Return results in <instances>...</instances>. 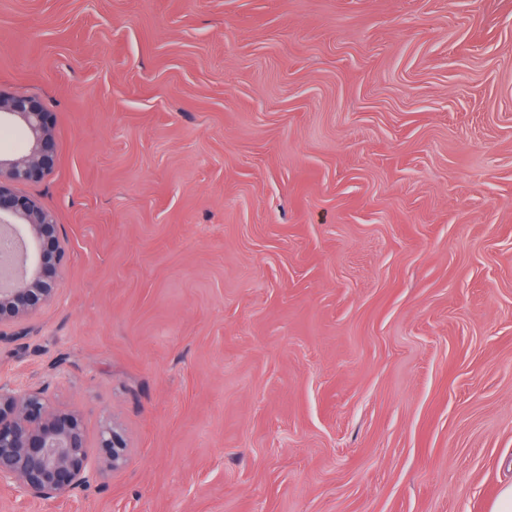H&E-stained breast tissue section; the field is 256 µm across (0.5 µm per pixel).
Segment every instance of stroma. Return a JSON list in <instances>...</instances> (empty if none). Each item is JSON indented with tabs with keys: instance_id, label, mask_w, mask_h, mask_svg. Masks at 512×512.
Masks as SVG:
<instances>
[{
	"instance_id": "obj_1",
	"label": "stroma",
	"mask_w": 512,
	"mask_h": 512,
	"mask_svg": "<svg viewBox=\"0 0 512 512\" xmlns=\"http://www.w3.org/2000/svg\"><path fill=\"white\" fill-rule=\"evenodd\" d=\"M70 248L0 343L126 466L0 512H491L512 481V0H0Z\"/></svg>"
}]
</instances>
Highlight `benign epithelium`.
Instances as JSON below:
<instances>
[{
	"label": "benign epithelium",
	"mask_w": 512,
	"mask_h": 512,
	"mask_svg": "<svg viewBox=\"0 0 512 512\" xmlns=\"http://www.w3.org/2000/svg\"><path fill=\"white\" fill-rule=\"evenodd\" d=\"M9 124L22 126L27 147L18 157L0 154V236L7 233L21 245L10 279L0 282V341L55 298L68 259L54 213L17 191L43 180L55 166L57 141L49 115L32 98L0 93V126ZM96 447L97 458L90 454L82 414L52 408L45 388L0 383V485L33 500L68 499L103 471L126 465L130 446L116 423L101 425Z\"/></svg>",
	"instance_id": "benign-epithelium-1"
}]
</instances>
